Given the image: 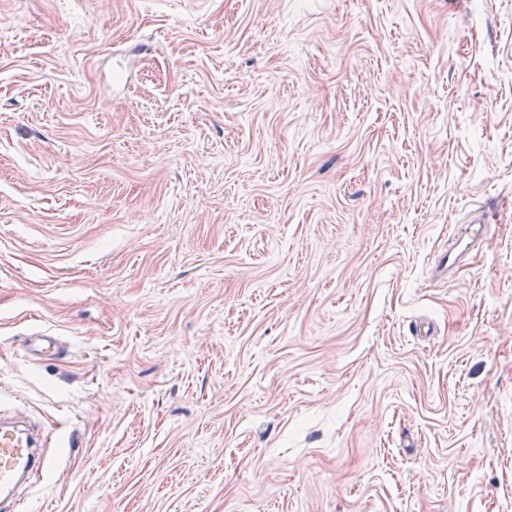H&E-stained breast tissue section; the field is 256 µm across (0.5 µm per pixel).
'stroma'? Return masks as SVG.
Masks as SVG:
<instances>
[{"label": "stroma", "instance_id": "stroma-1", "mask_svg": "<svg viewBox=\"0 0 512 512\" xmlns=\"http://www.w3.org/2000/svg\"><path fill=\"white\" fill-rule=\"evenodd\" d=\"M1 410L24 512H512V0H0ZM30 439L15 436L9 428H0V494L7 498L27 472L53 469L55 458L39 456Z\"/></svg>", "mask_w": 512, "mask_h": 512}]
</instances>
